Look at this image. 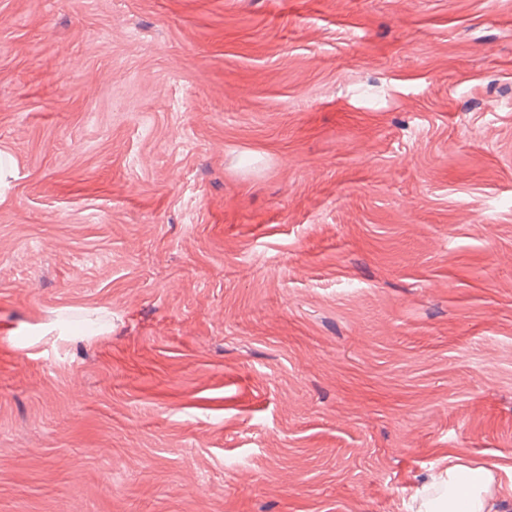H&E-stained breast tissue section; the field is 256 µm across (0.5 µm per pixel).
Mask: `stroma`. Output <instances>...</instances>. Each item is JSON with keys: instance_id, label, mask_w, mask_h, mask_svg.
Returning <instances> with one entry per match:
<instances>
[{"instance_id": "stroma-1", "label": "stroma", "mask_w": 512, "mask_h": 512, "mask_svg": "<svg viewBox=\"0 0 512 512\" xmlns=\"http://www.w3.org/2000/svg\"><path fill=\"white\" fill-rule=\"evenodd\" d=\"M0 152V512L512 469V0H0Z\"/></svg>"}]
</instances>
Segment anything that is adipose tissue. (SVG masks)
<instances>
[{"label":"adipose tissue","instance_id":"1","mask_svg":"<svg viewBox=\"0 0 512 512\" xmlns=\"http://www.w3.org/2000/svg\"><path fill=\"white\" fill-rule=\"evenodd\" d=\"M434 485L437 496L421 501L416 512H498L501 502L512 499V472L501 477L457 457L449 459Z\"/></svg>","mask_w":512,"mask_h":512}]
</instances>
